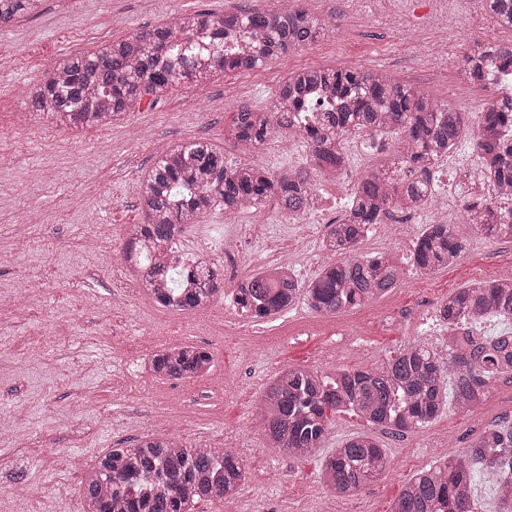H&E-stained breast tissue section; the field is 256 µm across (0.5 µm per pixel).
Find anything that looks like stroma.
<instances>
[{
	"label": "stroma",
	"mask_w": 512,
	"mask_h": 512,
	"mask_svg": "<svg viewBox=\"0 0 512 512\" xmlns=\"http://www.w3.org/2000/svg\"><path fill=\"white\" fill-rule=\"evenodd\" d=\"M242 0H44L43 12L0 28V351L16 363L0 376V422L20 417L0 444V494L33 485L19 512H84L87 467L160 428L188 445L223 447L236 439L249 480L234 498L199 503L196 512H390L393 500L438 454H461L475 431L512 423V375L493 379L483 409L447 403L423 429L398 437L376 432L391 469L386 478L341 497L319 479V459L268 448L256 413L265 385L281 369L318 371L378 365L413 340L448 351L436 310L455 288L512 267V239L489 240L474 225L456 230L466 247L451 267L413 271L388 295L334 315L297 307L273 321L258 347L224 328L253 319L225 314L216 299L205 315L174 313L155 303L119 260V230L142 221L139 185L158 146L203 139L237 163L241 151L224 131L244 106L267 110L292 71L336 67L381 70L447 99L478 117L490 91L468 80L465 54L512 39L495 27L486 0H300L333 29L257 69L167 96L90 130L53 127L28 109L27 90L64 56L159 24L175 13L237 11ZM43 282L39 296L20 283ZM190 343L210 352L213 367L193 381L159 380L153 350Z\"/></svg>",
	"instance_id": "1"
}]
</instances>
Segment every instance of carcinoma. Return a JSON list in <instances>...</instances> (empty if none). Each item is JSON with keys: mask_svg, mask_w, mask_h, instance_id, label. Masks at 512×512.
Returning a JSON list of instances; mask_svg holds the SVG:
<instances>
[{"mask_svg": "<svg viewBox=\"0 0 512 512\" xmlns=\"http://www.w3.org/2000/svg\"><path fill=\"white\" fill-rule=\"evenodd\" d=\"M43 0H0V27L40 12ZM496 24L512 30V0H487ZM330 25L294 4L265 9L246 5L229 14H177L144 26L94 52L71 55L43 72L27 91L35 113L60 127H104L155 100L184 81L198 84L244 72L315 42ZM475 82L492 67L512 85V42L476 50L465 58ZM242 107L225 137L256 148L284 130L310 147L309 168L276 178L252 164L229 166L203 139L163 147L140 184L142 223L129 225L122 261L137 273L148 294L179 313L207 309L224 277L217 265L186 266L170 247L175 235L218 205L234 213L278 199L291 215L310 207L309 171L344 167L342 143L352 133L400 134L401 155L367 171L344 213L326 225L333 259L301 282L259 272L238 289L237 303L256 318H273L301 302L331 315L364 305L397 288L402 272L390 255L359 253L373 225L403 198L425 194L442 156L455 150L469 116L436 96L386 74L354 68H312L291 73L271 110ZM471 153L494 196L466 209L470 223L488 239L512 238V95L480 113ZM415 168L418 180L392 182L385 174L398 161ZM465 249L451 224H427L412 251V265L432 274L453 265ZM512 321V279L472 282L448 294L437 321L448 328V357L422 342L372 368L323 373L298 365L279 371L265 386L256 421L269 448L305 458L325 446L336 414L350 411L372 429L403 436L434 421L451 400L470 412L484 404L488 382L512 374V330L485 336L487 320ZM212 355L192 344L154 354L150 368L166 380L187 381L212 367ZM498 476V512H512V426L492 423L462 454L423 468L402 488L391 512H474L473 464ZM391 460L370 433L342 440L323 457L320 479L345 497L386 476ZM247 481L244 460L233 448L183 446L164 433L129 448H112L87 471L82 491L86 512H195L201 501L236 497Z\"/></svg>", "mask_w": 512, "mask_h": 512, "instance_id": "carcinoma-1", "label": "carcinoma"}]
</instances>
